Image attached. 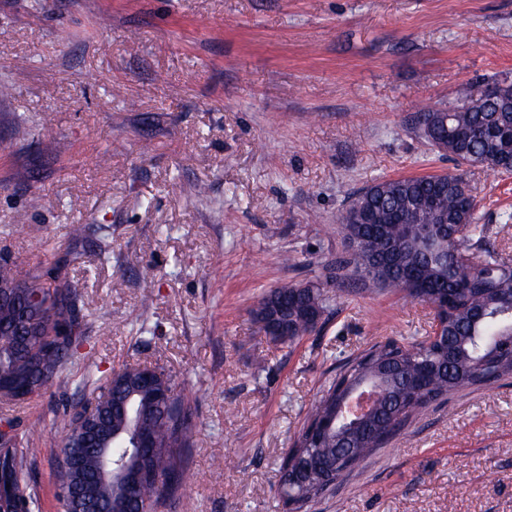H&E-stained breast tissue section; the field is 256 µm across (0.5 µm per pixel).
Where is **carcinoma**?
Returning <instances> with one entry per match:
<instances>
[{
    "mask_svg": "<svg viewBox=\"0 0 512 512\" xmlns=\"http://www.w3.org/2000/svg\"><path fill=\"white\" fill-rule=\"evenodd\" d=\"M487 91L476 98L465 90L446 108H421L414 129L460 165L512 173V82L495 80ZM463 184L450 173L380 179L357 193L341 216L347 255L336 272L428 304L450 298L441 314L447 345L389 339L343 366L282 458L279 494L294 504L292 512H307L325 486L344 481L429 405L512 374V263L485 247V225L474 223L476 203ZM1 285L0 389L6 400L24 402L46 390L83 346L85 315L77 308L79 285L58 274L23 281L13 262L0 257ZM328 308L319 285L291 284L263 295L253 317L259 329L295 342L317 328ZM362 383L375 386L379 399L368 413L337 420L345 390ZM84 384L99 394L82 406V415L67 419L60 456L78 455L81 467L73 473L55 460L63 512H69L65 491L72 483L80 512H109L112 489L95 479L100 448L144 471L130 512H157L175 500L186 479L194 407L173 377L162 373L171 405L120 370L102 384L89 373ZM143 425L154 445L145 461L133 450ZM39 452L0 433V512H28L33 496L25 473Z\"/></svg>",
    "mask_w": 512,
    "mask_h": 512,
    "instance_id": "obj_1",
    "label": "carcinoma"
}]
</instances>
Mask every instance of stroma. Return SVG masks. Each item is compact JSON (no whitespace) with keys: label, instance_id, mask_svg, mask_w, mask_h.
Here are the masks:
<instances>
[{"label":"stroma","instance_id":"stroma-1","mask_svg":"<svg viewBox=\"0 0 512 512\" xmlns=\"http://www.w3.org/2000/svg\"><path fill=\"white\" fill-rule=\"evenodd\" d=\"M503 78L512 0H0V136L18 142L0 155V255L78 283L98 376L157 363L185 388L187 485L160 512H285L282 457L337 368L431 334L430 305L337 281L359 191L460 171L487 247L512 259V175L456 166L411 128L419 104ZM309 282L330 297L321 324L266 340L259 297ZM81 381L0 403L41 451L30 512H59ZM309 512H512V378L431 405Z\"/></svg>","mask_w":512,"mask_h":512}]
</instances>
